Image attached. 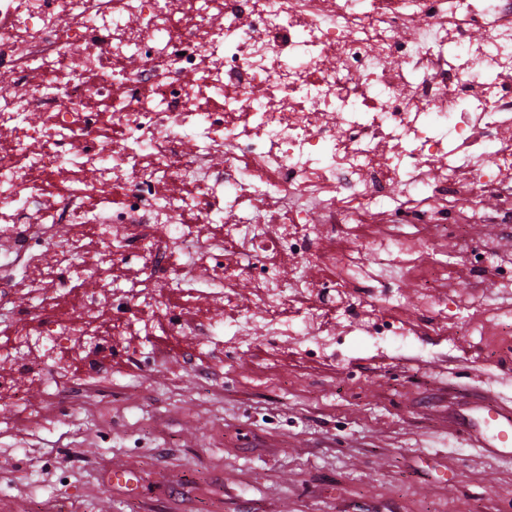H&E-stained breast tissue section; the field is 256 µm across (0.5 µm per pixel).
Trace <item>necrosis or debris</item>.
<instances>
[{"mask_svg": "<svg viewBox=\"0 0 512 512\" xmlns=\"http://www.w3.org/2000/svg\"><path fill=\"white\" fill-rule=\"evenodd\" d=\"M0 69L14 79L0 87V265L29 273L19 292L0 282V304L40 298L78 261L101 275L124 257L138 274L119 300L169 309L155 287L166 270L189 310L187 282L220 249L224 320L191 335L243 336L260 321L270 339L332 357L362 329L399 358L419 332L401 296L364 280L448 270L411 260L402 226L436 239L512 223V0H0ZM114 187L117 209L94 206ZM258 192L287 223L204 238L227 200ZM187 209L196 223L180 222ZM60 224L94 225L96 260ZM359 240L374 263L355 255ZM175 252L186 262L167 267ZM129 325L112 317L103 336L96 320L54 318L34 334L22 316L0 356L36 350L62 369Z\"/></svg>", "mask_w": 512, "mask_h": 512, "instance_id": "1", "label": "necrosis or debris"}]
</instances>
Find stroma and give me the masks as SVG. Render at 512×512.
I'll return each mask as SVG.
<instances>
[{
	"mask_svg": "<svg viewBox=\"0 0 512 512\" xmlns=\"http://www.w3.org/2000/svg\"><path fill=\"white\" fill-rule=\"evenodd\" d=\"M437 248L449 288L486 310L450 342L426 328L425 357L287 354L259 327L231 357L223 336L154 316L100 353L88 396L78 371L49 362L35 381L0 360L24 392L0 399V512H512V456L459 437L488 403L512 404V356L493 353L512 290L474 272L475 253L512 258V224ZM71 286L65 314L108 326L99 279L80 270Z\"/></svg>",
	"mask_w": 512,
	"mask_h": 512,
	"instance_id": "35a3bbf8",
	"label": "stroma"
}]
</instances>
